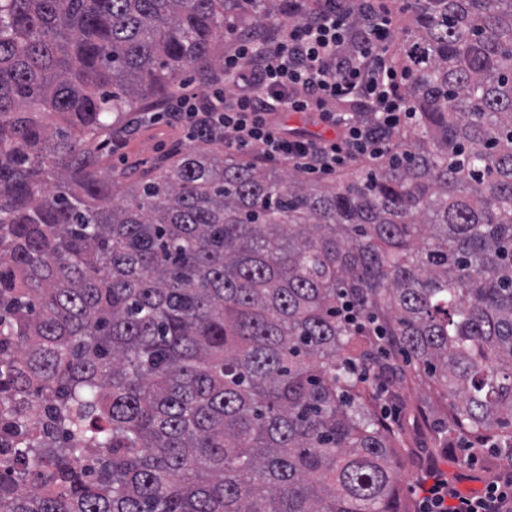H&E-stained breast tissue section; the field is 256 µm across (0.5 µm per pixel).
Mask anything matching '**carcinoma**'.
Listing matches in <instances>:
<instances>
[{"instance_id": "1", "label": "carcinoma", "mask_w": 512, "mask_h": 512, "mask_svg": "<svg viewBox=\"0 0 512 512\" xmlns=\"http://www.w3.org/2000/svg\"><path fill=\"white\" fill-rule=\"evenodd\" d=\"M414 125L356 179L106 112L224 69L282 0H0V512H415L372 404L512 453V0H408ZM434 400L433 394L427 388L411 386L401 390V399L396 403L399 421L393 428L400 430L409 449L417 454H425L431 448L427 438V425L420 417L419 409H424Z\"/></svg>"}]
</instances>
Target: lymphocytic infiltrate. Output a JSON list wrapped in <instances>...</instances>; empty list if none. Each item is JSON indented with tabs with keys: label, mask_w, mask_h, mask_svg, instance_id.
Masks as SVG:
<instances>
[{
	"label": "lymphocytic infiltrate",
	"mask_w": 512,
	"mask_h": 512,
	"mask_svg": "<svg viewBox=\"0 0 512 512\" xmlns=\"http://www.w3.org/2000/svg\"><path fill=\"white\" fill-rule=\"evenodd\" d=\"M289 24L237 37L224 55L225 86L171 102L167 120L191 137L223 135L225 147L330 176L364 161L378 166L396 151L412 121L410 76L395 54V12L388 0H288ZM356 112L337 111V103ZM283 112H307L335 127L325 139L283 127ZM419 512H512V470L482 492L465 494L438 464L418 483Z\"/></svg>",
	"instance_id": "f902f5d3"
}]
</instances>
